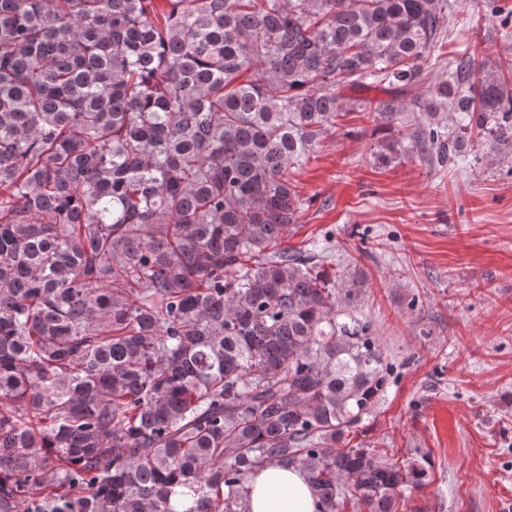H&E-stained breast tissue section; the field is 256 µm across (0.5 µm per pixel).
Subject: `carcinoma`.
<instances>
[{"label":"carcinoma","instance_id":"obj_1","mask_svg":"<svg viewBox=\"0 0 512 512\" xmlns=\"http://www.w3.org/2000/svg\"><path fill=\"white\" fill-rule=\"evenodd\" d=\"M457 0H0V512H399L426 469L338 448L386 392L368 278L284 247L288 172L350 112L375 164L512 176V62ZM379 88L385 96L360 92ZM465 6V10L469 14L473 15L478 20V26L470 28V30L464 35L461 34L458 29H453V23H450L453 42L448 43V48L443 51H451L453 48H457L459 42L469 41L474 42L477 45L478 60H485L488 64L494 65L499 61L505 59H512V39L504 41L497 35V28L492 26L496 24V18L490 16L489 13L485 12V1L486 0H460ZM251 512H315L313 492L298 468L270 466L246 483Z\"/></svg>","mask_w":512,"mask_h":512}]
</instances>
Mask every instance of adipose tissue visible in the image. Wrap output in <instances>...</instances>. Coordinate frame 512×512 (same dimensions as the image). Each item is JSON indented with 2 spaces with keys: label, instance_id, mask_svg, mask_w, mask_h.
<instances>
[{
  "label": "adipose tissue",
  "instance_id": "adipose-tissue-1",
  "mask_svg": "<svg viewBox=\"0 0 512 512\" xmlns=\"http://www.w3.org/2000/svg\"><path fill=\"white\" fill-rule=\"evenodd\" d=\"M251 512H315L313 492L297 468L270 466L246 484Z\"/></svg>",
  "mask_w": 512,
  "mask_h": 512
}]
</instances>
